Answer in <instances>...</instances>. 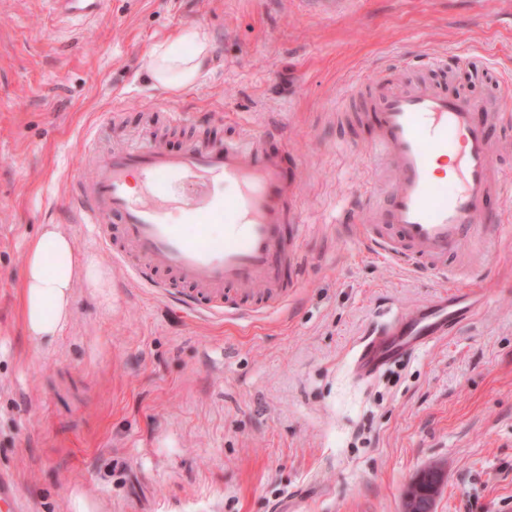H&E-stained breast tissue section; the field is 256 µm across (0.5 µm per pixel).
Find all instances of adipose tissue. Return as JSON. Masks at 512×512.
Segmentation results:
<instances>
[{
    "label": "adipose tissue",
    "instance_id": "ef3b65f1",
    "mask_svg": "<svg viewBox=\"0 0 512 512\" xmlns=\"http://www.w3.org/2000/svg\"><path fill=\"white\" fill-rule=\"evenodd\" d=\"M207 33L196 25L182 29L174 39L156 44L146 63L155 84L175 91L194 84L213 56ZM103 269L84 261L71 235L60 225L47 224L28 246L21 278L24 327L31 340L53 339L73 310L77 283H102Z\"/></svg>",
    "mask_w": 512,
    "mask_h": 512
}]
</instances>
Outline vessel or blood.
<instances>
[{
	"label": "vessel or blood",
	"mask_w": 512,
	"mask_h": 512,
	"mask_svg": "<svg viewBox=\"0 0 512 512\" xmlns=\"http://www.w3.org/2000/svg\"><path fill=\"white\" fill-rule=\"evenodd\" d=\"M67 27L101 18L108 0H53ZM385 205L367 197L363 206L382 210L379 226L362 225L377 254L410 269L444 277L447 261L466 239L484 240L491 200L512 199V176L497 172L490 148L489 106L484 99L419 85L372 92ZM269 130H251L220 146L193 143L174 151L144 139L129 148L97 153L90 177L72 181L71 204L89 234L125 263L143 285L164 292L199 314L221 312L229 288L264 286L267 307H281L297 285L284 267L300 269L295 238L292 169L283 153L262 149ZM451 156L453 176L437 181L434 163ZM223 234L211 231L212 222ZM292 224L283 240L280 227ZM444 305L401 317L364 343L358 374L380 367L458 324ZM0 512H27L12 477L0 474Z\"/></svg>",
	"instance_id": "1"
}]
</instances>
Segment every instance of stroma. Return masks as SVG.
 <instances>
[{
	"instance_id": "stroma-1",
	"label": "stroma",
	"mask_w": 512,
	"mask_h": 512,
	"mask_svg": "<svg viewBox=\"0 0 512 512\" xmlns=\"http://www.w3.org/2000/svg\"><path fill=\"white\" fill-rule=\"evenodd\" d=\"M109 0L66 33L47 0H0V472L30 512H404L432 463L435 512H512V236L464 243L458 283L377 257L359 238L375 184L370 81L421 78L495 102L496 163L512 173V0ZM201 26L215 60L170 91L141 72L153 46ZM466 58L433 71L434 59ZM221 140L278 126L298 156L300 285L275 311L198 315L141 287L77 224L69 182L85 152L170 149L155 104ZM62 225L106 273L74 289L58 336L31 342L20 281L29 242ZM458 300L448 335L357 377L390 316Z\"/></svg>"
}]
</instances>
